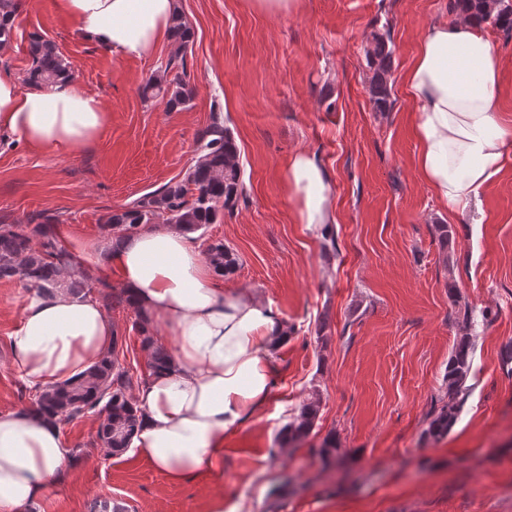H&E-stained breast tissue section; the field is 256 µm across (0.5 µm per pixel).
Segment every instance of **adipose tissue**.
Instances as JSON below:
<instances>
[{"label": "adipose tissue", "instance_id": "obj_1", "mask_svg": "<svg viewBox=\"0 0 512 512\" xmlns=\"http://www.w3.org/2000/svg\"><path fill=\"white\" fill-rule=\"evenodd\" d=\"M89 39L127 59L166 42L177 0H58ZM415 105V165L449 212L475 213L480 194L512 146L500 114L501 73L485 24L466 15L429 24L403 75ZM111 115L69 80L32 90L0 75V135L56 153L95 143ZM286 188L297 223L316 234L336 221L333 184L315 155L293 153ZM135 306L170 341L172 371L137 393L145 414L132 442L173 483L215 465L224 435L258 416L276 376L273 351L285 332L279 311L217 284L191 234L162 224L136 232L114 254ZM100 303L60 284L30 291L11 338L14 370L36 388L60 385L95 367L112 346ZM70 464L61 428L31 408L0 413V512H32Z\"/></svg>", "mask_w": 512, "mask_h": 512}]
</instances>
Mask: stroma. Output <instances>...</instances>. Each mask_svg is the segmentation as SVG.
<instances>
[{
    "instance_id": "1",
    "label": "stroma",
    "mask_w": 512,
    "mask_h": 512,
    "mask_svg": "<svg viewBox=\"0 0 512 512\" xmlns=\"http://www.w3.org/2000/svg\"><path fill=\"white\" fill-rule=\"evenodd\" d=\"M179 10L193 30L186 50L170 42L124 59L85 37L57 0H22L0 74L24 82L30 35L42 33L111 122L95 144L64 153L0 136V225L51 217L58 243L97 245L103 271L93 281L121 292L105 216L180 182L199 134L220 118L240 150L243 189L194 241L232 249L238 266L224 287L271 304L288 325L272 398L225 433L220 465L181 484L128 452L103 459L95 418L65 424L68 447L85 455L35 512H99L105 499L125 512H512V371L501 363L512 342V150L483 190L484 222L449 217L417 175L415 109L402 84L425 28L448 18V0H300L283 16L251 0H179ZM376 32L393 50L387 112L370 102L366 51ZM178 53L195 89L189 105L144 101L141 86ZM301 149L333 181L328 238L297 223L286 191L288 159ZM27 293L20 280H0V412L31 402L10 362ZM465 308L475 344L469 394L435 440L424 430L448 399L443 376ZM107 314L126 338L128 366L145 373L134 311ZM309 400L320 403L312 434L271 457ZM330 434L341 455L333 469L314 453Z\"/></svg>"
}]
</instances>
